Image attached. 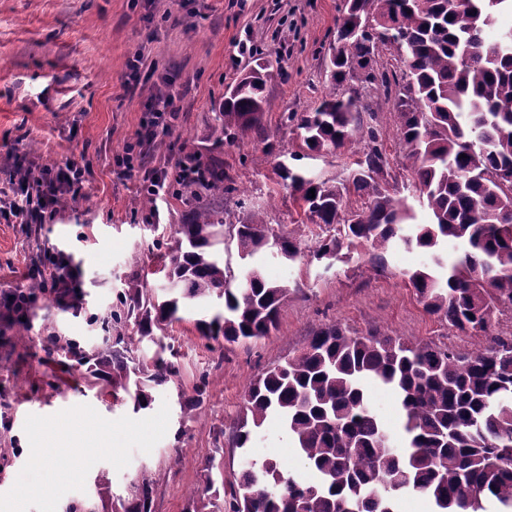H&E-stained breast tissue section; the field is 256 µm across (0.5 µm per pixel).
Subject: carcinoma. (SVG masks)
Segmentation results:
<instances>
[{
	"mask_svg": "<svg viewBox=\"0 0 512 512\" xmlns=\"http://www.w3.org/2000/svg\"><path fill=\"white\" fill-rule=\"evenodd\" d=\"M505 15L512 20V0H344L328 48L330 91L284 120L309 152L357 159L334 184L279 164L306 222L335 230L318 241L315 260L331 266L363 246L362 264L382 275L399 245L430 253L431 264L405 274V285L426 313L485 337L486 346L463 356L377 331L320 329L299 355L249 384L233 430V447L243 452L238 483L221 494L224 450L216 449L189 512H398L406 493L428 498L432 512H512V338L496 332L497 314L512 311V27L486 38ZM383 51L391 60L380 64ZM269 77L254 69L224 96L216 141L261 133ZM368 89L384 99L368 98ZM385 105L397 116L412 197L428 223H415L408 198L389 189ZM199 168L211 188L232 190L222 186L219 163ZM353 191L366 201L349 210ZM175 234L163 299L131 279L101 323L102 345L87 354L73 340L54 339L90 364L92 378L124 391L135 412L151 405L150 390L180 373L163 357L162 338L186 302L224 301L223 311L195 327L206 340L233 344L270 336L290 293L288 282H270L255 266L236 281L219 250L224 211L197 206ZM233 239L242 260L263 250L288 261L301 253L299 239L277 233L259 208L234 226ZM450 241L462 250L438 254ZM149 344L156 346L150 357ZM369 382L398 397L405 432L398 447L368 402ZM271 420L288 434L308 478L248 456L257 429ZM95 487L101 506L66 512H153V480H134L128 497L108 501L103 470Z\"/></svg>",
	"mask_w": 512,
	"mask_h": 512,
	"instance_id": "1",
	"label": "carcinoma"
}]
</instances>
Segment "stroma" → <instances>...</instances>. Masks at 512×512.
<instances>
[{
	"label": "stroma",
	"instance_id": "1",
	"mask_svg": "<svg viewBox=\"0 0 512 512\" xmlns=\"http://www.w3.org/2000/svg\"><path fill=\"white\" fill-rule=\"evenodd\" d=\"M343 0H0V192L9 193L14 162L40 169L75 161L88 168L68 208L45 212L29 224L0 218V292L27 288L30 266L52 249L66 252L82 271L68 305L47 295L35 301L28 337L0 317V512H64L85 498L108 470L112 496H127L135 478H158L154 512H185L191 490L202 484L203 463L224 451V483L235 484L242 455L229 435L249 383L299 353L321 327L335 324L364 336L380 329L472 353L479 335L458 334L428 315L402 275L429 263L417 248L388 256L389 272L374 275L357 261L332 267L314 261L323 232L302 221L276 168L298 151L300 139L282 118L308 111L325 91L323 55L336 35ZM140 58L137 73L129 62ZM268 62L273 77L266 94L264 134L245 142L216 144L214 116L233 85L256 64ZM133 88H126V80ZM174 92L177 112L170 130L143 149V171L117 165L144 119V103L158 89ZM219 160L233 193L207 190L160 195L143 203L144 172L174 177L186 154ZM223 208L226 223L244 221L250 207L267 210L283 233L300 236L293 262L266 258L272 280L287 281L291 294L278 330L257 342L209 350L196 319L221 311L219 302L186 305L167 329L165 344L179 352L180 373L155 391L149 409L133 412L89 387L86 366L50 349L57 334L84 348L101 342L91 317H105L126 282L146 274L145 288L163 295L155 271L160 244H173L174 229L193 201ZM205 383L203 395L194 388ZM199 397L195 420L180 422L179 397ZM55 451V489L35 485L43 449ZM253 460L279 461L292 476L305 469L287 435L266 425L251 450ZM32 485L19 497L17 479Z\"/></svg>",
	"mask_w": 512,
	"mask_h": 512
}]
</instances>
